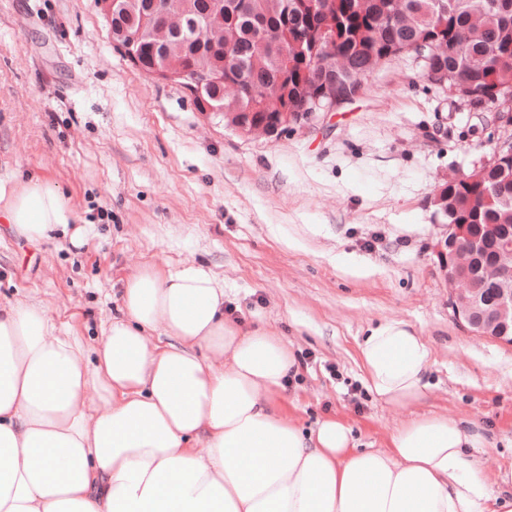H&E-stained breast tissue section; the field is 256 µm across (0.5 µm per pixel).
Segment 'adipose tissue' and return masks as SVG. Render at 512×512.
<instances>
[{
    "label": "adipose tissue",
    "mask_w": 512,
    "mask_h": 512,
    "mask_svg": "<svg viewBox=\"0 0 512 512\" xmlns=\"http://www.w3.org/2000/svg\"><path fill=\"white\" fill-rule=\"evenodd\" d=\"M0 219L87 234L40 176L0 178ZM358 356L376 400L426 398L432 348L408 322L368 328ZM297 369L282 336L225 317L223 281L197 265L129 278L90 349L39 306L0 307V512H512V467L472 455L477 419L415 416L360 449L338 419H287Z\"/></svg>",
    "instance_id": "ef3b65f1"
}]
</instances>
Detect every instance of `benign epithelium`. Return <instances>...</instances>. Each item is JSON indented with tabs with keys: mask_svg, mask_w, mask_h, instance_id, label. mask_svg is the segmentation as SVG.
I'll use <instances>...</instances> for the list:
<instances>
[{
	"mask_svg": "<svg viewBox=\"0 0 512 512\" xmlns=\"http://www.w3.org/2000/svg\"><path fill=\"white\" fill-rule=\"evenodd\" d=\"M252 14L260 19L274 14L289 16L292 19L293 33L290 37V50L279 58L280 72L284 73L295 66L302 68L304 83L301 94L311 92L312 101L320 105L327 102L326 111L334 112L358 99L364 93V81L359 78L346 82L342 76L350 72L345 64L346 57L336 50L343 36L336 26L335 0L310 5L305 12L291 11L288 0H258L252 5ZM143 23L148 30L152 45V63L147 65L137 60L132 51L137 37L126 28L112 29V42L134 57L136 67L150 78L167 81L186 89L198 111L218 112L224 115L228 125L247 137H269L282 127H291L312 114L307 107L299 108L288 97H283L277 108L269 109L258 101L256 87L244 83L229 72L222 75L213 72L201 63L190 66L183 61L171 62L169 56L183 48L188 40L198 39L213 49L228 50L229 40L235 33V16L224 17V28L211 35L199 21L186 18L183 9L175 0H149L143 8ZM437 36L421 37L410 41L389 43L380 62L402 54H411L426 63L424 73L430 80L448 90L454 97L469 102V105L486 107L496 112L497 122L504 125L491 159L473 168L469 173H459L448 177L446 185L437 189L431 197L434 206L433 218L448 214V203L452 196L448 187L460 183L469 186L481 182L491 167L512 163V56L502 54L494 57L475 56L472 62L480 72L486 74L485 86L476 91L472 86L458 84L445 68L436 65V60L445 46L437 45ZM219 83L233 87L234 94L229 102L211 104L205 96L207 90ZM249 101L251 112H243L240 105ZM438 259L439 270L450 289L449 305L455 316L474 334L490 336L493 326H506L512 323V292L500 290L498 305L487 317H474V307L478 291L470 270L476 262L488 261L496 270V279H512V226L491 224L485 242L481 243L469 234L467 224H447L444 231L432 245Z\"/></svg>",
	"mask_w": 512,
	"mask_h": 512,
	"instance_id": "obj_1",
	"label": "benign epithelium"
}]
</instances>
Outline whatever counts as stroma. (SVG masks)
<instances>
[{"label":"stroma","instance_id":"stroma-1","mask_svg":"<svg viewBox=\"0 0 512 512\" xmlns=\"http://www.w3.org/2000/svg\"><path fill=\"white\" fill-rule=\"evenodd\" d=\"M493 113L388 61L361 98L251 138L122 56L95 0H0V177L54 181L87 231L30 240L0 223V305L43 307L59 336L97 344L143 266L196 263L224 281L225 315L303 358L279 402L309 428L334 417L385 448L408 414L481 420L484 468L512 464V346L458 323L430 249V198L490 158ZM410 323L434 350L412 411L365 389L368 326Z\"/></svg>","mask_w":512,"mask_h":512}]
</instances>
